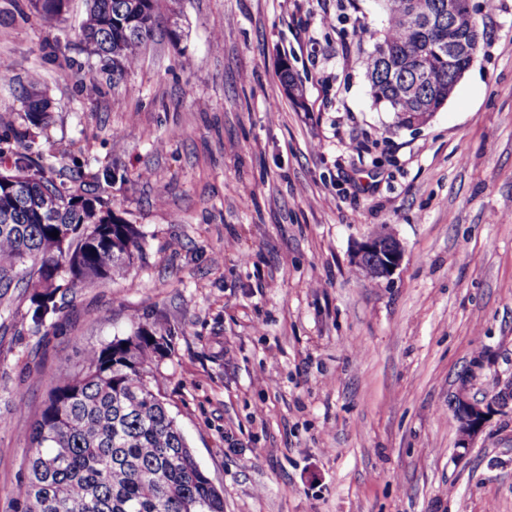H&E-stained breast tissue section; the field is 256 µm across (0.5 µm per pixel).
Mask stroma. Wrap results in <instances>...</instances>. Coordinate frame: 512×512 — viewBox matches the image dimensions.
<instances>
[{"label":"stroma","mask_w":512,"mask_h":512,"mask_svg":"<svg viewBox=\"0 0 512 512\" xmlns=\"http://www.w3.org/2000/svg\"><path fill=\"white\" fill-rule=\"evenodd\" d=\"M476 3L475 61L401 127L358 48L385 24L376 0H182L119 78L77 37L86 0L57 20L0 0V167L25 148L144 235L55 326L32 323L28 289L0 297V512H20L49 388L140 323L174 334L162 391L224 512H512V410L462 453L453 408L512 379V0ZM381 230L404 258L373 280L352 255Z\"/></svg>","instance_id":"1"}]
</instances>
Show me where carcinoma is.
I'll list each match as a JSON object with an SVG mask.
<instances>
[{
  "instance_id": "cac0c4a2",
  "label": "carcinoma",
  "mask_w": 512,
  "mask_h": 512,
  "mask_svg": "<svg viewBox=\"0 0 512 512\" xmlns=\"http://www.w3.org/2000/svg\"><path fill=\"white\" fill-rule=\"evenodd\" d=\"M390 27L373 39L368 69L375 104L402 126L425 121L448 101L446 0H378ZM68 0H31L59 18ZM161 0H89L78 37L121 76L152 37ZM456 34L477 54L482 18L464 13ZM280 78L294 104L303 89L288 62ZM34 93L27 119L48 118ZM66 229L57 241L50 233ZM142 234L97 199L57 185L23 152L0 169V290L31 286L34 325L58 311L57 294L124 276L142 256ZM172 331L140 324L123 338L86 350L81 364L48 393L31 426L22 484L24 512H224L223 493L201 468L160 390Z\"/></svg>"
}]
</instances>
